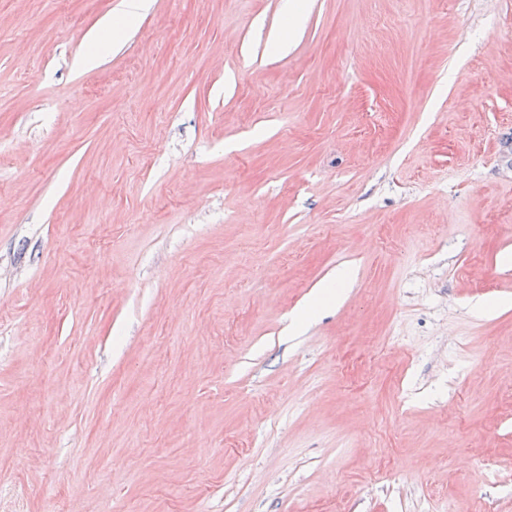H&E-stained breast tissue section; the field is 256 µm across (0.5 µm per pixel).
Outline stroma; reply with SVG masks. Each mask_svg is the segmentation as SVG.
Listing matches in <instances>:
<instances>
[{"instance_id":"stroma-1","label":"stroma","mask_w":512,"mask_h":512,"mask_svg":"<svg viewBox=\"0 0 512 512\" xmlns=\"http://www.w3.org/2000/svg\"><path fill=\"white\" fill-rule=\"evenodd\" d=\"M125 3L0 0V512H512V0Z\"/></svg>"}]
</instances>
